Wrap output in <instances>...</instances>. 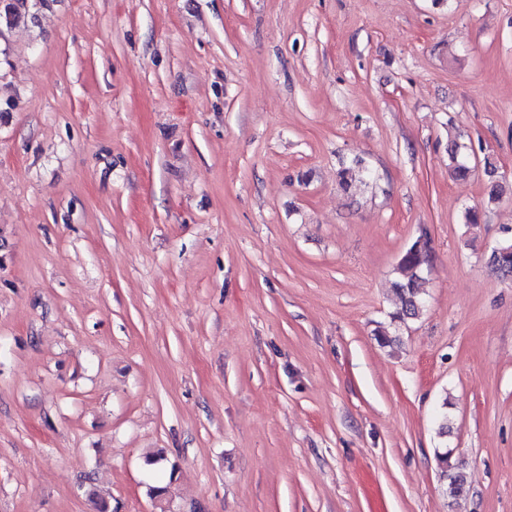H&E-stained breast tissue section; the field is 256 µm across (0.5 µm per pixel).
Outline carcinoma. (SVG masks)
<instances>
[{"instance_id":"cac0c4a2","label":"carcinoma","mask_w":512,"mask_h":512,"mask_svg":"<svg viewBox=\"0 0 512 512\" xmlns=\"http://www.w3.org/2000/svg\"><path fill=\"white\" fill-rule=\"evenodd\" d=\"M27 0H0V27L10 28L23 17L22 9ZM448 157L453 164V174L457 177H467L473 166L469 153L456 142L448 143ZM499 255L491 264L494 273L504 279H512V236L504 237L498 245ZM434 253L433 241L428 232L423 231L415 238L402 253L396 267L398 279L394 288L399 297L401 308L395 318L415 319L425 307L422 284L424 274L431 266ZM438 466L441 473L447 476L448 495L458 498L469 493L472 486V475L460 460L453 458V450L437 454Z\"/></svg>"}]
</instances>
